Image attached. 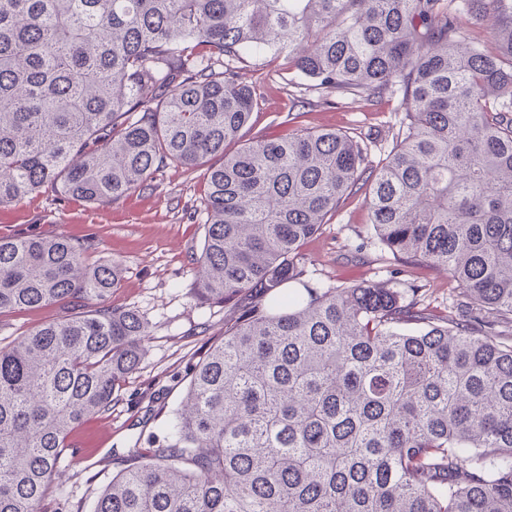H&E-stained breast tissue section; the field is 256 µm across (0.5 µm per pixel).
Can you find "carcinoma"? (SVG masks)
I'll return each mask as SVG.
<instances>
[{"mask_svg": "<svg viewBox=\"0 0 512 512\" xmlns=\"http://www.w3.org/2000/svg\"><path fill=\"white\" fill-rule=\"evenodd\" d=\"M267 59L340 97L401 92L391 149L243 139L239 70ZM171 164L205 169L197 298L250 305L91 512H512V0H0V206L107 205ZM362 188L378 241L445 271L464 317L348 282L266 303ZM86 250L0 238V314L68 310L0 348V512H48L71 433L145 353L149 322L109 304L119 265Z\"/></svg>", "mask_w": 512, "mask_h": 512, "instance_id": "cac0c4a2", "label": "carcinoma"}]
</instances>
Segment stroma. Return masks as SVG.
Listing matches in <instances>:
<instances>
[{"label":"stroma","instance_id":"stroma-1","mask_svg":"<svg viewBox=\"0 0 512 512\" xmlns=\"http://www.w3.org/2000/svg\"><path fill=\"white\" fill-rule=\"evenodd\" d=\"M253 85L259 106L252 131L272 137L300 130L336 129L371 137V160L392 146V131L403 116L401 100L373 104L337 100L308 90L307 79H293L281 62H266L241 73ZM204 172L166 167L156 171L146 190L101 207L51 192L30 194L0 206V237L65 236L90 243V264L112 262L122 268L120 288L110 303L137 310L150 324L146 354L136 372L115 391L111 409L86 420L69 437L70 448L53 473V512H90L97 492L122 467L131 448L153 447L162 438L168 412L181 399L191 367L224 336L232 317L223 304L201 302L194 294L192 251L200 250L206 230ZM302 253L304 278L311 286L342 282L416 285L430 306H447L452 285L432 266L396 269L374 237L363 194L346 198ZM57 307L0 315V347L28 330L62 316Z\"/></svg>","mask_w":512,"mask_h":512}]
</instances>
